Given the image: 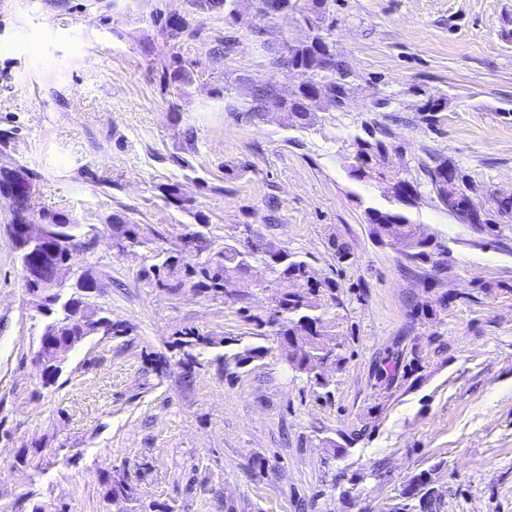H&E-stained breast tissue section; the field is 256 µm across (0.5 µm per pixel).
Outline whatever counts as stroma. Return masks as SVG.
<instances>
[{
  "mask_svg": "<svg viewBox=\"0 0 512 512\" xmlns=\"http://www.w3.org/2000/svg\"><path fill=\"white\" fill-rule=\"evenodd\" d=\"M256 4L237 0L229 22L196 0H0V512H115L111 480L132 487L129 512H421L423 497L512 512V214L496 204L512 195V0H335L353 75L343 107L305 128L280 108L297 82L269 65ZM168 18L187 36L169 38ZM260 79L280 99L257 116ZM377 139L381 177L357 178V142ZM441 157L480 223L433 193ZM17 174L27 222L79 224L63 295L95 279L92 300L126 328L88 337L52 385L12 234ZM400 180L413 206L388 194ZM172 186L184 207L165 202ZM372 208L443 241L447 268L376 244ZM115 215L151 246L117 249ZM247 224L339 285L331 395L255 325L272 305L261 264L227 293L189 273L205 257L185 235L219 250ZM190 331L213 345L184 347ZM250 346L268 353L225 366ZM395 356L419 365L389 384Z\"/></svg>",
  "mask_w": 512,
  "mask_h": 512,
  "instance_id": "1",
  "label": "stroma"
}]
</instances>
